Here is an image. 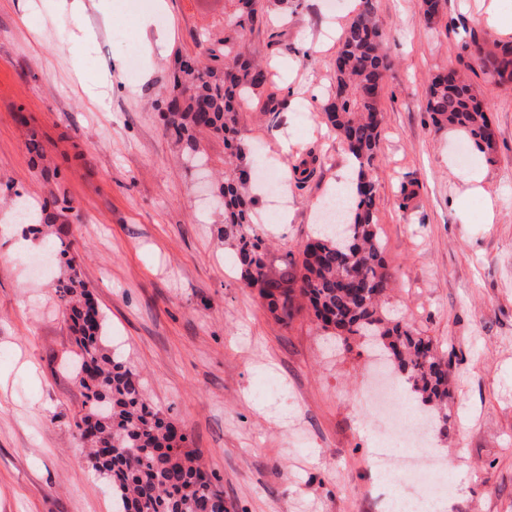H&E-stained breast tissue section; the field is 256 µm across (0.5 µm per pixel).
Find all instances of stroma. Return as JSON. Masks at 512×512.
Returning <instances> with one entry per match:
<instances>
[{
  "instance_id": "obj_1",
  "label": "stroma",
  "mask_w": 512,
  "mask_h": 512,
  "mask_svg": "<svg viewBox=\"0 0 512 512\" xmlns=\"http://www.w3.org/2000/svg\"><path fill=\"white\" fill-rule=\"evenodd\" d=\"M152 2L112 0L105 19L89 12L90 35L72 52L59 0H33L25 20L15 0H0V213L19 192L51 214L53 198L73 204L39 224L34 247L0 237V512H116L74 433L83 396L53 288L66 264L43 275L25 262L52 242L76 258L107 346L201 453L225 512H387L393 489L376 476L374 450L390 424L362 405L372 354L361 338L325 336L309 309L283 324L243 287L216 204L224 142L203 140L206 168L186 170L159 118L179 54L223 32L224 0H167L157 25L173 34L150 46L137 17ZM303 2L276 25L278 43L253 35L285 108L246 107L240 120L255 174L320 158L306 184L285 189L290 221L268 235L276 257L300 256L320 203L350 169L324 105L305 101L332 83L340 41L330 26L345 27L362 4ZM493 2L512 18V0H446L431 30L418 0H370L391 61L372 169L375 219L396 270L384 306L453 354L448 433L430 436L446 466L423 481L445 512H512V84L491 82L474 59L512 41V25L487 22ZM448 69L489 107L493 162L474 151L461 160L466 138L432 122L427 88ZM107 76L112 87L95 102L88 91ZM31 130L43 156L28 149ZM405 185L416 192L408 202Z\"/></svg>"
}]
</instances>
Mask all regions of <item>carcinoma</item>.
Masks as SVG:
<instances>
[{"label": "carcinoma", "mask_w": 512, "mask_h": 512, "mask_svg": "<svg viewBox=\"0 0 512 512\" xmlns=\"http://www.w3.org/2000/svg\"><path fill=\"white\" fill-rule=\"evenodd\" d=\"M270 0H224V36L206 39L204 51L181 55L176 87L165 98V130L184 144L187 160L197 162L198 136L224 139V241L235 259L237 279L267 300L271 312L291 321L305 299L322 328L338 335L378 336L387 351L390 373L410 384L421 403L435 411L434 430L448 434V380L452 358L439 354L431 338L408 323L389 322L379 307L394 277L374 217L377 154L383 113L380 97L389 70L383 52L385 34L371 7L351 18L336 56L324 112L354 164V182L342 222L320 230L302 249L301 264L269 260V245L254 226L246 159L248 138L240 125L242 108L264 100L262 111H279L280 101L267 92L268 70L251 49L248 35L264 23ZM425 19L435 23L442 0H420ZM480 69L496 82L512 81V44L502 43L482 55ZM427 111L433 123L464 134L486 158L495 151L487 108L477 102L472 85L451 70L429 86ZM319 158L310 154L292 167L300 184ZM55 292L72 324L76 379L84 390V412L74 426L85 425L82 442L87 461L105 472L123 512H139L144 502L153 512H224V498L199 464L187 437L149 402L138 375L112 356L86 282L71 266L57 277ZM106 397L111 412L101 415L97 400Z\"/></svg>", "instance_id": "1"}]
</instances>
